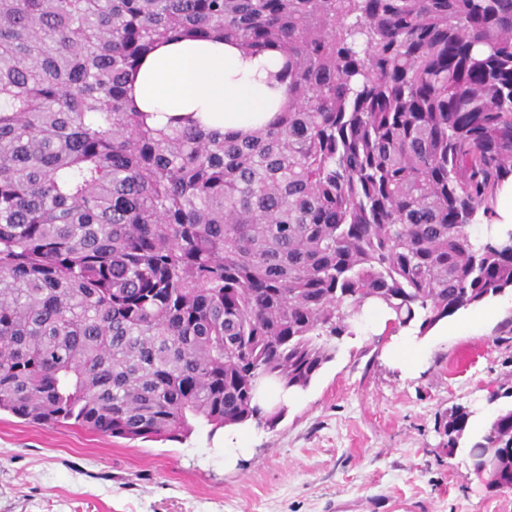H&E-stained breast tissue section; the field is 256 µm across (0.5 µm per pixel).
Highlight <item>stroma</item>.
Instances as JSON below:
<instances>
[{
  "mask_svg": "<svg viewBox=\"0 0 512 512\" xmlns=\"http://www.w3.org/2000/svg\"><path fill=\"white\" fill-rule=\"evenodd\" d=\"M497 318L452 316L430 330L405 373L390 334L368 326L341 337L332 361L298 392L275 427L247 423L245 447L195 426L173 440L124 439L0 412V512H512L473 471L467 448L512 405V293L488 299ZM473 415L447 450L452 407Z\"/></svg>",
  "mask_w": 512,
  "mask_h": 512,
  "instance_id": "obj_1",
  "label": "stroma"
}]
</instances>
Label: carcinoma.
<instances>
[{
  "label": "carcinoma",
  "instance_id": "cac0c4a2",
  "mask_svg": "<svg viewBox=\"0 0 512 512\" xmlns=\"http://www.w3.org/2000/svg\"><path fill=\"white\" fill-rule=\"evenodd\" d=\"M277 49L244 137L145 122L157 45ZM512 0H0V411L125 439L272 427L368 302L512 291ZM472 411L445 422L456 448ZM512 484V407L468 449Z\"/></svg>",
  "mask_w": 512,
  "mask_h": 512
}]
</instances>
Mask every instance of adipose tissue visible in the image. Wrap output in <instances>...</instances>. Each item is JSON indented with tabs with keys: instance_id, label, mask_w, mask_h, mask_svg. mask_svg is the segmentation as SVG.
<instances>
[{
	"instance_id": "adipose-tissue-1",
	"label": "adipose tissue",
	"mask_w": 512,
	"mask_h": 512,
	"mask_svg": "<svg viewBox=\"0 0 512 512\" xmlns=\"http://www.w3.org/2000/svg\"><path fill=\"white\" fill-rule=\"evenodd\" d=\"M283 64L275 50L248 55L233 41L180 39L155 48L127 87L156 129L189 117L205 129L244 136L283 109L286 89L277 79Z\"/></svg>"
}]
</instances>
